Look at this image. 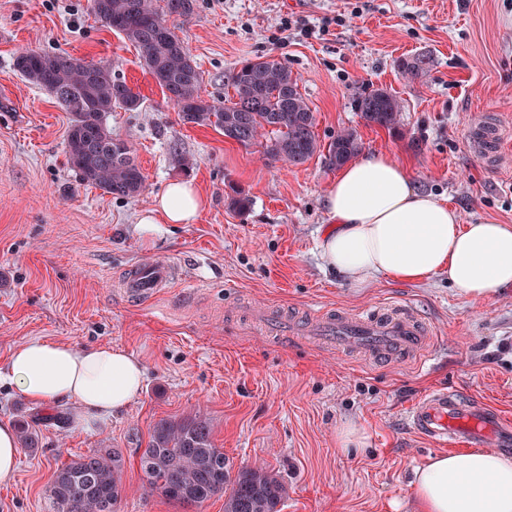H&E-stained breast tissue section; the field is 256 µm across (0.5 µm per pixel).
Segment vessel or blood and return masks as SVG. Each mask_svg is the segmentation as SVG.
Here are the masks:
<instances>
[{"mask_svg": "<svg viewBox=\"0 0 512 512\" xmlns=\"http://www.w3.org/2000/svg\"><path fill=\"white\" fill-rule=\"evenodd\" d=\"M470 150L488 166L499 167L506 156V138L499 119L486 115L470 120L467 128ZM176 274L167 262L137 266L126 282L129 296H154ZM262 322L281 335L306 334L335 341L344 350L361 355L366 362H409L426 365L434 354V332L400 303L384 313L330 311L300 327L285 323L271 311L258 312ZM412 431L440 447H492L512 452V422L487 403L460 391L439 388L428 391L412 405L406 415Z\"/></svg>", "mask_w": 512, "mask_h": 512, "instance_id": "vessel-or-blood-1", "label": "vessel or blood"}]
</instances>
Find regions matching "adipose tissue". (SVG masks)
Here are the masks:
<instances>
[{
	"instance_id": "1",
	"label": "adipose tissue",
	"mask_w": 512,
	"mask_h": 512,
	"mask_svg": "<svg viewBox=\"0 0 512 512\" xmlns=\"http://www.w3.org/2000/svg\"><path fill=\"white\" fill-rule=\"evenodd\" d=\"M206 204L192 182L175 180L142 221L192 224ZM323 205L330 227L322 256L354 285L381 276L419 283L444 273L460 297L473 301L512 287V227L493 219L461 223L446 201L418 190L406 165L390 155L345 165ZM1 381L37 405L74 404L78 426L90 430L138 397L143 365L118 346L37 340L11 353ZM412 487L422 512H512V458L485 448L441 453L416 468Z\"/></svg>"
}]
</instances>
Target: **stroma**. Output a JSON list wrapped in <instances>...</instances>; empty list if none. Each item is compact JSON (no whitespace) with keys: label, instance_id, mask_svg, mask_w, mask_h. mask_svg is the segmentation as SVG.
Segmentation results:
<instances>
[{"label":"stroma","instance_id":"stroma-1","mask_svg":"<svg viewBox=\"0 0 512 512\" xmlns=\"http://www.w3.org/2000/svg\"><path fill=\"white\" fill-rule=\"evenodd\" d=\"M321 27L312 38L284 17ZM202 73L201 95L232 99L233 70L271 56L298 77L322 151L298 166L263 156L210 126L184 122L137 49L88 9V0H0V366L26 342L135 353L140 396L99 430L75 406H35L0 385V421L33 422L39 445L20 452L0 485V512H53L58 466L93 448L124 458L118 512H184L143 488L140 456L162 419L206 420L234 468L261 466L287 486L281 512H419L411 479L434 454L405 414L427 390L451 387L512 416V288L459 297L441 274L419 284L380 278L351 287L327 267L323 194L335 179L323 150L355 130L362 152L404 163L417 186L446 198L461 223L512 225V168H492L466 142L467 122L497 114L512 128V0H196L169 20ZM108 64L141 97L106 124L126 140L146 188L118 197L82 181L66 158L70 115L14 68L19 49ZM422 55L413 77L400 59ZM383 88L402 103L397 128L370 125L357 98ZM209 198L194 224H143L173 180ZM247 195L245 211L231 207ZM181 270L146 300L122 291L144 261ZM411 305L437 332L424 367L371 365L314 336L282 337L255 318L266 308L300 324L322 311ZM361 445L342 448L347 428Z\"/></svg>","mask_w":512,"mask_h":512}]
</instances>
